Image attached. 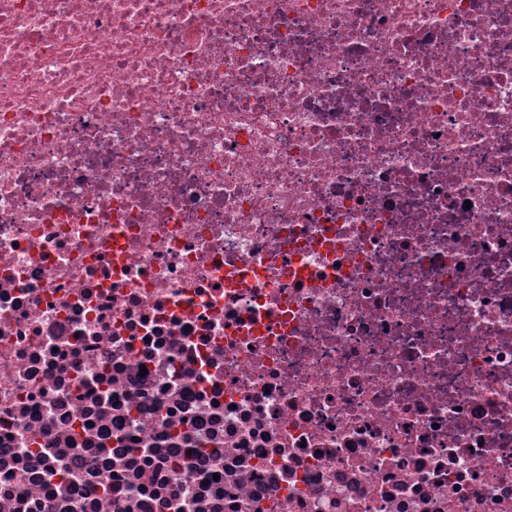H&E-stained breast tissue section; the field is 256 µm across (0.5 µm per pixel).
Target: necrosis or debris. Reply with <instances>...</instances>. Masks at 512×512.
I'll return each instance as SVG.
<instances>
[{
    "label": "necrosis or debris",
    "instance_id": "obj_1",
    "mask_svg": "<svg viewBox=\"0 0 512 512\" xmlns=\"http://www.w3.org/2000/svg\"><path fill=\"white\" fill-rule=\"evenodd\" d=\"M0 512H512V0H0Z\"/></svg>",
    "mask_w": 512,
    "mask_h": 512
}]
</instances>
